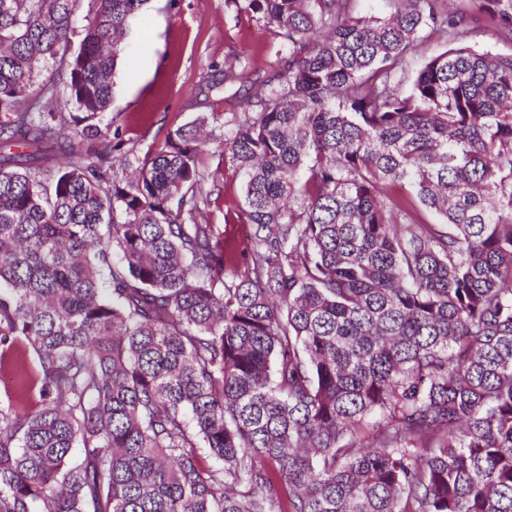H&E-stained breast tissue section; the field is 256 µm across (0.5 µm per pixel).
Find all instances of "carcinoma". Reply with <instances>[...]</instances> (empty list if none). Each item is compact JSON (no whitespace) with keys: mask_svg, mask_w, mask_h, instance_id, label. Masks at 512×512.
<instances>
[{"mask_svg":"<svg viewBox=\"0 0 512 512\" xmlns=\"http://www.w3.org/2000/svg\"><path fill=\"white\" fill-rule=\"evenodd\" d=\"M0 0V512H512V52L448 0H246L279 39L224 152L249 262L187 224L196 130L103 124L148 0ZM512 34V0H474ZM436 36L451 46L414 75ZM63 87L73 112H44ZM72 157L56 165V154ZM465 43L474 49L493 53L505 51L511 45L495 28L485 23L471 24ZM35 401V390H26L23 375H5L0 372V404L10 408L15 414L23 415L31 411Z\"/></svg>","mask_w":512,"mask_h":512,"instance_id":"cac0c4a2","label":"carcinoma"}]
</instances>
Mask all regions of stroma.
<instances>
[{
    "mask_svg": "<svg viewBox=\"0 0 512 512\" xmlns=\"http://www.w3.org/2000/svg\"><path fill=\"white\" fill-rule=\"evenodd\" d=\"M145 18L126 38L112 77V126L136 166L170 130L204 123L208 204L197 220L234 245V263L244 268L243 177L224 160V127L212 116L240 109L268 76L278 39L257 15L228 0H150ZM229 62L236 65L231 79L224 76Z\"/></svg>",
    "mask_w": 512,
    "mask_h": 512,
    "instance_id": "obj_1",
    "label": "stroma"
}]
</instances>
